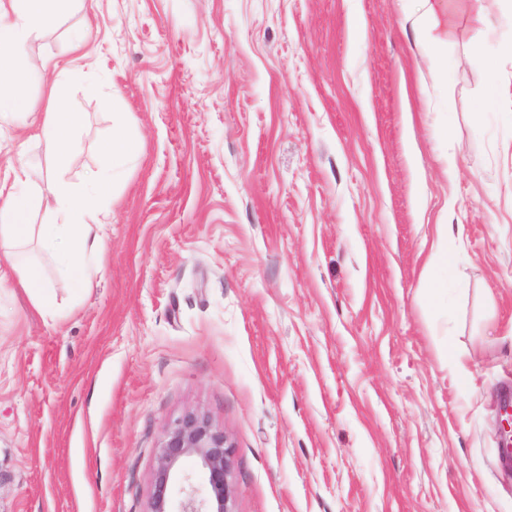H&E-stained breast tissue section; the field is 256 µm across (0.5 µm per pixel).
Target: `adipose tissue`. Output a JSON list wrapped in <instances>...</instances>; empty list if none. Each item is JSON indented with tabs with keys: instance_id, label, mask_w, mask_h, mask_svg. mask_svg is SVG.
I'll list each match as a JSON object with an SVG mask.
<instances>
[{
	"instance_id": "obj_1",
	"label": "adipose tissue",
	"mask_w": 512,
	"mask_h": 512,
	"mask_svg": "<svg viewBox=\"0 0 512 512\" xmlns=\"http://www.w3.org/2000/svg\"><path fill=\"white\" fill-rule=\"evenodd\" d=\"M422 2L426 41L433 48H442L454 37L451 17L464 0ZM64 3L65 0H0V116L33 114L32 104L23 91L27 70L22 60L31 36ZM5 15L11 16V23H2ZM36 117L39 137L59 158H67L81 118L70 110L58 84L50 85L46 110ZM123 125L122 113H113L112 136L102 153L103 166L89 188L78 191L62 180L51 198L45 200L53 223L36 228L28 222L34 201L25 191L30 169L24 157H17L6 178L0 179V193L6 195L0 202V256L9 268L8 273H0V284L13 282L38 310L54 308L56 290L43 279L36 265L22 261L17 248L36 237L44 240L56 249V269L67 291L78 297L90 287L102 266L100 213L104 192L138 157L137 142L124 131Z\"/></svg>"
}]
</instances>
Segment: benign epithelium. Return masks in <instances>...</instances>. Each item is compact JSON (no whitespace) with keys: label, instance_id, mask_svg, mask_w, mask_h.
Returning <instances> with one entry per match:
<instances>
[{"label":"benign epithelium","instance_id":"obj_1","mask_svg":"<svg viewBox=\"0 0 512 512\" xmlns=\"http://www.w3.org/2000/svg\"><path fill=\"white\" fill-rule=\"evenodd\" d=\"M186 457L196 458L198 469L206 475L203 496L188 475H177V466ZM231 473L232 445L224 430L205 415L188 412L165 431L148 512H172L169 490L178 479L184 481L178 512H234Z\"/></svg>","mask_w":512,"mask_h":512}]
</instances>
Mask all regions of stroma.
Instances as JSON below:
<instances>
[{"instance_id":"35a3bbf8","label":"stroma","mask_w":512,"mask_h":512,"mask_svg":"<svg viewBox=\"0 0 512 512\" xmlns=\"http://www.w3.org/2000/svg\"><path fill=\"white\" fill-rule=\"evenodd\" d=\"M483 7L436 52L418 0H71L31 38L34 111L56 81L83 122L62 162L0 118V175L87 188L116 112L140 152L81 297L0 286V512H147L189 411L235 512H512V7Z\"/></svg>"}]
</instances>
